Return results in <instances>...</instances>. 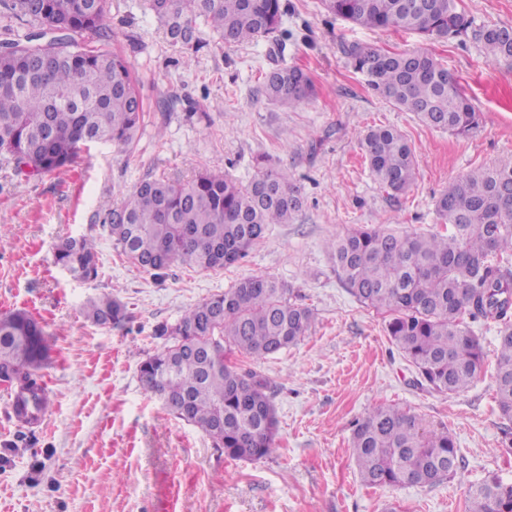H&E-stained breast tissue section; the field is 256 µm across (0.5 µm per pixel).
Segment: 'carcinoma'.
<instances>
[{"instance_id": "1", "label": "carcinoma", "mask_w": 512, "mask_h": 512, "mask_svg": "<svg viewBox=\"0 0 512 512\" xmlns=\"http://www.w3.org/2000/svg\"><path fill=\"white\" fill-rule=\"evenodd\" d=\"M325 8L370 29H402L434 38L468 28L455 0H323ZM173 45L190 64L205 43L198 22L226 45H240L281 28L283 0H148ZM31 28L0 46V154L19 174L61 173L81 145H134L143 101L127 60L112 51L105 0H0ZM495 26L474 36L495 58L512 60V40ZM91 31L82 44L74 34ZM355 68L389 103L428 126L466 136L480 114L459 78L424 51L386 53L355 48ZM313 93L296 67L277 69L266 96L294 106ZM374 179L395 195L413 183L415 153L393 128L367 130L360 139ZM300 192L285 167H262L246 184L211 171L186 181L148 177L132 199L112 211L109 226L122 252L146 272L175 262L200 270L243 259L271 224H286L300 209ZM436 213L446 232L401 234L360 230L330 242L336 269L351 294L388 317L387 332L428 391L467 388L484 362L472 323L499 326L496 399L508 424L502 443L512 448V165L474 170L449 184ZM55 263L73 279L99 276L95 243L85 237L57 245ZM86 318L120 326L126 307L109 294L85 302ZM312 310L293 300L288 285L249 276L187 308L159 335L168 344L139 367L144 391L174 402L175 417L199 427L233 459L259 461L276 452L277 420L271 382L236 366L238 352L263 360L300 342L311 330ZM42 323L25 311L0 315V382L13 391L12 417L39 423L51 405L36 371L48 357ZM352 457L370 486L434 485L458 474L463 457L447 429H433L418 413L396 406L372 409L352 432ZM467 512H512V483L490 475L467 491Z\"/></svg>"}]
</instances>
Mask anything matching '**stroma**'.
I'll return each mask as SVG.
<instances>
[{
  "label": "stroma",
  "instance_id": "obj_1",
  "mask_svg": "<svg viewBox=\"0 0 512 512\" xmlns=\"http://www.w3.org/2000/svg\"><path fill=\"white\" fill-rule=\"evenodd\" d=\"M285 2V45L261 38L227 46L203 26L205 46L187 66L144 0H107L112 49L128 60L145 110L133 148L90 144L60 176L27 177L0 156V314L24 310L43 323L50 356L37 374L51 398L37 425L22 426L10 416L12 391L0 384V512H384L389 504L465 512L470 484L492 474L512 483L495 394L497 326H474L485 364L468 389L422 390L386 317L348 292L328 249L357 228L438 231L435 203L450 181L512 163V61L492 59L473 36L483 25L512 27V0H456L469 29L449 39L357 26L322 0ZM354 47L427 51L459 77L478 129L459 137L380 99L354 69ZM289 67L315 88L292 108L264 93L266 75ZM372 126L398 130L415 152L416 179L404 194L382 188L362 158L359 135ZM259 156L288 169L302 207L290 222L269 225L246 258L215 271L175 263L154 275L116 246L105 220L142 179L186 180L208 169L245 183ZM70 236L96 242L95 282L55 265L56 244ZM252 274L287 283L315 317L295 347L258 362L232 356L273 387L278 450L259 462L226 456L147 394L138 374L164 344L160 325ZM102 293L125 304L124 325L84 317L85 301ZM386 405L448 427L463 474L434 486L363 485L353 425Z\"/></svg>",
  "mask_w": 512,
  "mask_h": 512
}]
</instances>
